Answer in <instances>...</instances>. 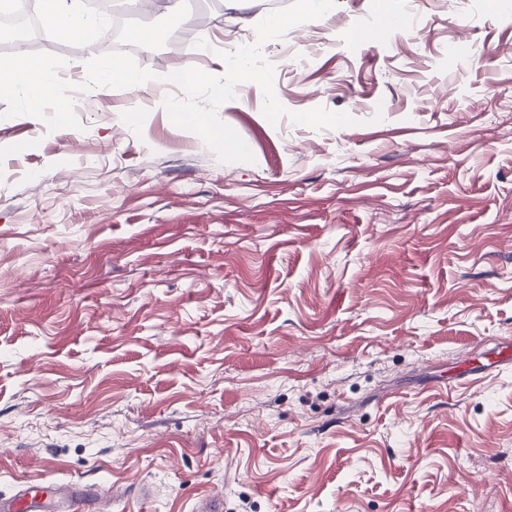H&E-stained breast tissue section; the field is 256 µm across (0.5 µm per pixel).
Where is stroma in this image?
Instances as JSON below:
<instances>
[{"instance_id":"1","label":"stroma","mask_w":512,"mask_h":512,"mask_svg":"<svg viewBox=\"0 0 512 512\" xmlns=\"http://www.w3.org/2000/svg\"><path fill=\"white\" fill-rule=\"evenodd\" d=\"M292 0L126 6L143 92L104 87L83 128L0 102V494L79 481L124 512H512V367L457 362L512 336V16L500 0H337L264 44L286 114L248 82L223 163L163 107L214 75L228 32ZM415 36L367 42L380 18ZM39 48L62 78L110 51ZM318 106L353 126L315 130ZM383 119L373 122L375 112Z\"/></svg>"}]
</instances>
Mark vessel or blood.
Masks as SVG:
<instances>
[{"instance_id":"b4317fda","label":"vessel or blood","mask_w":512,"mask_h":512,"mask_svg":"<svg viewBox=\"0 0 512 512\" xmlns=\"http://www.w3.org/2000/svg\"><path fill=\"white\" fill-rule=\"evenodd\" d=\"M123 497L115 488L92 495L86 485L73 481L48 487L23 482L12 493L0 495V512H103L104 502Z\"/></svg>"}]
</instances>
